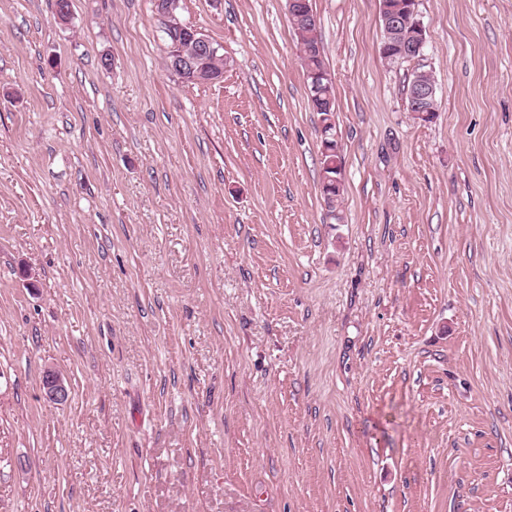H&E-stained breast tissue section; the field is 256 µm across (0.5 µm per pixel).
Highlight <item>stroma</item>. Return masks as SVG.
Masks as SVG:
<instances>
[{
	"label": "stroma",
	"instance_id": "35a3bbf8",
	"mask_svg": "<svg viewBox=\"0 0 512 512\" xmlns=\"http://www.w3.org/2000/svg\"><path fill=\"white\" fill-rule=\"evenodd\" d=\"M71 2L0 0V512H512V0H311L332 209L286 0H181L204 84ZM407 5L405 7V12L408 13V18L404 19L402 16L399 15V12H394L392 9L390 12H388L389 8L385 6L383 2V13L381 17V21L383 24L384 20V30L382 33V50L384 52H387L391 47L393 43V37L397 33L399 27L401 25H405L408 22L411 21L410 17H413L412 25L403 27L400 31V36L396 39L397 44H401L404 41H411V43H408V45H404L401 49V55L402 56H412L421 54L423 56L424 48L426 47L427 43V37H426V28L423 24V22L418 18L417 13V1L416 0H406ZM383 18V20H382ZM414 28H413V27ZM414 29L416 32L414 33L413 38V32ZM392 54L396 56V60L399 59L398 56V48L396 46L392 47ZM395 60V61H396ZM181 30H184L190 35V41H192L195 45V51L189 55H185L181 50H177V48L172 49L171 53L168 55V64L169 67L174 71H180L183 73H189L191 78L201 79V76L209 79L216 75H219L217 72H214L212 69L204 72L202 69V64L210 58L207 62H210L213 57L217 54L222 55L220 53L221 47L218 44H212V42L205 37L204 35H200V31L195 28L185 29L181 27ZM215 47H214V46ZM217 45V46H216ZM218 47V48H216ZM219 50V52H218ZM422 74H426L430 79L427 80L419 76L413 81L410 94V112H415L420 118H425L431 114L427 112L439 111H435L432 107L437 98L435 82L428 72ZM308 89H309V104L313 111L317 112L322 116V122L325 124L323 132L326 134L322 138L321 142V189L325 201L329 207L333 208V205L338 200L341 190V176H342V162L341 155L338 154L340 151L339 144L334 138L332 123L327 124L334 117L335 112V95L333 84L326 86L324 94L321 97H314L312 92L311 78H308ZM328 99L331 100L330 107ZM328 107V108H327ZM323 144L328 151H332V145L336 144V153H324L322 150ZM42 389L44 398L54 404H66L70 399V391L55 369L50 368L44 372Z\"/></svg>",
	"mask_w": 512,
	"mask_h": 512
}]
</instances>
